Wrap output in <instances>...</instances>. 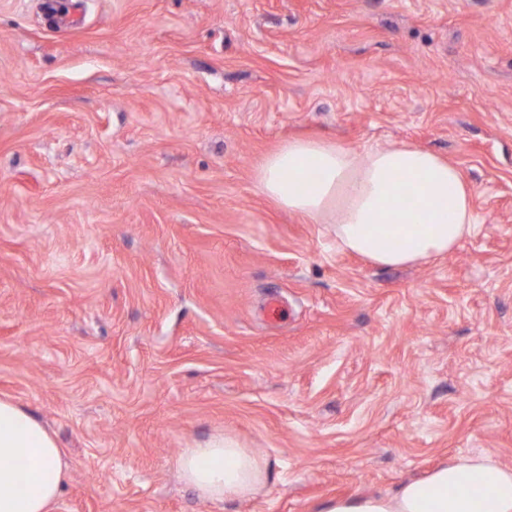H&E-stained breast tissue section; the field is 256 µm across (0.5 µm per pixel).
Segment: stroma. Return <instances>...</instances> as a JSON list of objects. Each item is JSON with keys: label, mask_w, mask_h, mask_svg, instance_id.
I'll return each mask as SVG.
<instances>
[{"label": "stroma", "mask_w": 512, "mask_h": 512, "mask_svg": "<svg viewBox=\"0 0 512 512\" xmlns=\"http://www.w3.org/2000/svg\"><path fill=\"white\" fill-rule=\"evenodd\" d=\"M71 10L0 0V398L59 442L55 512H318L512 468V0ZM298 136L436 153L476 233L397 269L341 251L254 191ZM216 435L264 461L250 497L180 478Z\"/></svg>", "instance_id": "35a3bbf8"}]
</instances>
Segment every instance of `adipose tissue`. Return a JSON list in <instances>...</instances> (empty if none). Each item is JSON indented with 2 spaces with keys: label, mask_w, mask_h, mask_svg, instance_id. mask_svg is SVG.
<instances>
[{
  "label": "adipose tissue",
  "mask_w": 512,
  "mask_h": 512,
  "mask_svg": "<svg viewBox=\"0 0 512 512\" xmlns=\"http://www.w3.org/2000/svg\"><path fill=\"white\" fill-rule=\"evenodd\" d=\"M257 194L328 225L337 244L380 267L448 252L475 228L460 170L409 145L361 152L325 138H294L254 173ZM178 471L208 500L243 499L266 480L264 463L229 436L183 449ZM66 480L62 452L40 420L0 399V512H54ZM320 512H512V470L464 457L380 495L336 498Z\"/></svg>",
  "instance_id": "1"
}]
</instances>
